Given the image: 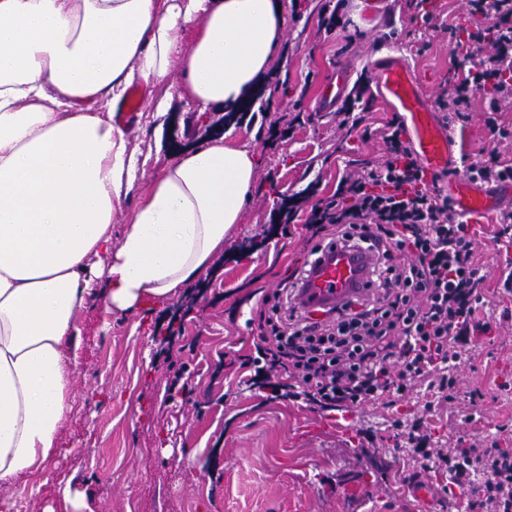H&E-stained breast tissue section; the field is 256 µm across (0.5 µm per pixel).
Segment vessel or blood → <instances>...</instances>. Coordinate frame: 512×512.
Returning <instances> with one entry per match:
<instances>
[{
	"instance_id": "obj_1",
	"label": "vessel or blood",
	"mask_w": 512,
	"mask_h": 512,
	"mask_svg": "<svg viewBox=\"0 0 512 512\" xmlns=\"http://www.w3.org/2000/svg\"><path fill=\"white\" fill-rule=\"evenodd\" d=\"M379 96L400 116L418 160L425 187L447 185L448 200L461 214L478 216L499 207L501 193L512 195V181L481 183L461 178L453 154V136L422 92V80L402 58L385 57L371 64ZM349 72L340 71L326 81L318 110L339 101L348 87ZM375 260L369 250L333 243L322 247L301 289L298 301L310 313L329 314L350 300L366 295L367 270Z\"/></svg>"
}]
</instances>
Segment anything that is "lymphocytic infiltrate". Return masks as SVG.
Segmentation results:
<instances>
[{
  "label": "lymphocytic infiltrate",
  "mask_w": 512,
  "mask_h": 512,
  "mask_svg": "<svg viewBox=\"0 0 512 512\" xmlns=\"http://www.w3.org/2000/svg\"><path fill=\"white\" fill-rule=\"evenodd\" d=\"M473 2L493 26L457 41L454 84L437 107L453 126L467 120L471 94L484 92L488 123L506 139L512 131L498 126L495 115L512 107V0ZM382 138L384 161L343 176L334 195L304 217L315 242L375 244L368 296L312 320L296 304L311 266L303 261L282 281L276 303L259 311L255 373L243 383H270L321 412L381 404L397 446L411 449L414 468L445 471L462 490L483 476L482 494L467 502L468 512H512V448L494 436L465 448L431 445L437 407L463 396L474 407L483 398L478 390L461 394L452 371L475 349L477 335L492 328L487 272L475 259L467 218L421 188L400 118L388 122ZM412 393L424 401L421 416L397 419L400 402Z\"/></svg>",
  "instance_id": "1"
}]
</instances>
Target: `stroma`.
I'll return each instance as SVG.
<instances>
[{
  "instance_id": "35a3bbf8",
  "label": "stroma",
  "mask_w": 512,
  "mask_h": 512,
  "mask_svg": "<svg viewBox=\"0 0 512 512\" xmlns=\"http://www.w3.org/2000/svg\"><path fill=\"white\" fill-rule=\"evenodd\" d=\"M321 5L291 0L273 61L280 81L264 83L256 99L299 107L298 118L272 134L245 119L230 126V141L254 147L257 171L223 253L177 295L146 309L109 312L98 296L87 298L77 321L73 410L46 470L0 486V512H71L58 492L66 482L85 492L93 512H456L445 476L430 479L434 502L414 498L404 482L406 449L368 455L330 429L301 437L320 412L239 383L259 334L249 321L252 308L274 297L308 249L301 223L280 222L283 199L302 192L313 206L333 195L345 172L377 163L385 152L380 131L393 116L390 108L371 98L360 126L342 128L335 112L316 111L320 85L337 68L357 73L393 55L424 77L425 96L436 102L453 75L451 29L469 12L468 0H435L431 23L410 22L397 10L390 21L372 23L361 0H346L344 26L326 34L319 30ZM141 109L125 131L143 162L144 189L170 156L155 150L152 104ZM487 117L484 96L475 92L468 120L454 133L457 156L474 159L495 149L512 159V139H498ZM502 220L499 211L470 219L476 257L488 271L494 327L458 369L462 390H481L485 398L469 423L459 407L439 411L434 436L444 442L512 424V293L500 277ZM176 313L185 320L172 355L191 373L187 398L168 394L161 356L158 329ZM349 486L362 487V494L342 497Z\"/></svg>"
}]
</instances>
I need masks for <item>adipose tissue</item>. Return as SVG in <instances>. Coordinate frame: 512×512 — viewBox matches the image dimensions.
I'll use <instances>...</instances> for the list:
<instances>
[{"label":"adipose tissue","mask_w":512,"mask_h":512,"mask_svg":"<svg viewBox=\"0 0 512 512\" xmlns=\"http://www.w3.org/2000/svg\"><path fill=\"white\" fill-rule=\"evenodd\" d=\"M285 21L283 0H0L1 485L46 466L86 296L120 311L171 298L223 248L254 185V149L223 132L177 147L113 245L139 163L118 105L147 88L163 149L180 121L172 67L199 115L237 111ZM136 196L123 199L117 205L116 213L112 223V241L119 245L129 227L130 217L136 205Z\"/></svg>","instance_id":"1"}]
</instances>
